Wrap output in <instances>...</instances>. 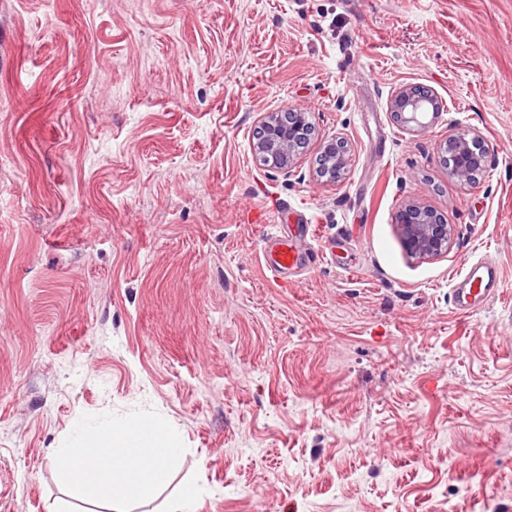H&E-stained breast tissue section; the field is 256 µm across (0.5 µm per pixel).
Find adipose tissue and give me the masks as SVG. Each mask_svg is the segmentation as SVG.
Wrapping results in <instances>:
<instances>
[{"instance_id": "adipose-tissue-1", "label": "adipose tissue", "mask_w": 512, "mask_h": 512, "mask_svg": "<svg viewBox=\"0 0 512 512\" xmlns=\"http://www.w3.org/2000/svg\"><path fill=\"white\" fill-rule=\"evenodd\" d=\"M180 454L177 438L163 424L102 423L81 430L56 459L74 490L124 512L127 497L147 500L168 484Z\"/></svg>"}]
</instances>
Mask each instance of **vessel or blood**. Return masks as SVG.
Returning a JSON list of instances; mask_svg holds the SVG:
<instances>
[{
	"label": "vessel or blood",
	"mask_w": 512,
	"mask_h": 512,
	"mask_svg": "<svg viewBox=\"0 0 512 512\" xmlns=\"http://www.w3.org/2000/svg\"><path fill=\"white\" fill-rule=\"evenodd\" d=\"M318 229L303 224L298 236L289 237L274 229L263 241L264 260L274 279L281 280L300 271L311 260V245L318 241ZM503 280L497 262L481 259L470 265L464 278L451 288L449 301L457 313L468 315L481 310L501 292Z\"/></svg>",
	"instance_id": "obj_1"
}]
</instances>
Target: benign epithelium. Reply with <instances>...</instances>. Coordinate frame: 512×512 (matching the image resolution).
Here are the masks:
<instances>
[{
	"label": "benign epithelium",
	"instance_id": "7a95c632",
	"mask_svg": "<svg viewBox=\"0 0 512 512\" xmlns=\"http://www.w3.org/2000/svg\"><path fill=\"white\" fill-rule=\"evenodd\" d=\"M390 111L409 130L428 127L424 122L430 113L437 114L432 92L404 86L389 100ZM313 124L304 109L287 108L268 112L259 120L260 136L253 142V152L259 163L286 174L292 172L294 161L307 145ZM441 152L451 162V174L462 183H471L476 172L484 168L488 146L473 132H459L441 144ZM349 155L343 138L333 136L320 145L316 173L328 182L342 178ZM401 239L407 254L417 260H430L448 253L455 229L447 220L428 206L410 203L396 215Z\"/></svg>",
	"mask_w": 512,
	"mask_h": 512
}]
</instances>
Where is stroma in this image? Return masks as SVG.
<instances>
[{"label":"stroma","mask_w":512,"mask_h":512,"mask_svg":"<svg viewBox=\"0 0 512 512\" xmlns=\"http://www.w3.org/2000/svg\"><path fill=\"white\" fill-rule=\"evenodd\" d=\"M440 110L406 130L404 86ZM0 512H90L52 453L164 423L201 512H512V0H0ZM311 112L291 174L263 113ZM478 132L475 183L440 145ZM349 165L320 181L322 140ZM454 224L419 262L398 210ZM318 224L296 281L279 212ZM489 258L503 290L448 294ZM299 238L285 236L281 224H275L274 231L263 241L264 260L274 280H283L289 274L300 271L319 252L310 251V245L319 239L316 224H300ZM502 284L498 263L481 259L471 264L464 278L450 289L449 301L457 313L472 314L498 296Z\"/></svg>","instance_id":"35a3bbf8"}]
</instances>
